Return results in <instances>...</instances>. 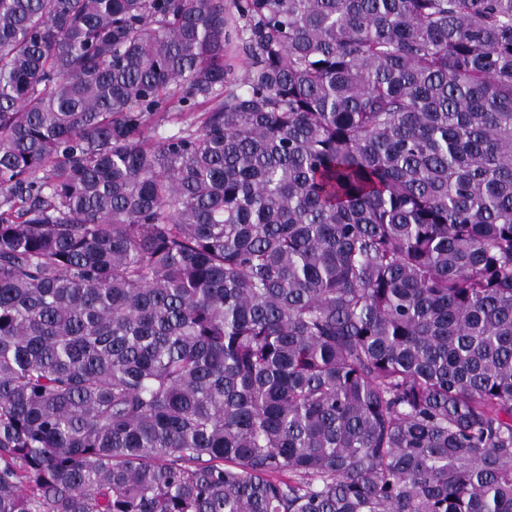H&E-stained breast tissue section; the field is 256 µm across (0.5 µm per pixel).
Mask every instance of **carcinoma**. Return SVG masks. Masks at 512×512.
I'll use <instances>...</instances> for the list:
<instances>
[{"label": "carcinoma", "mask_w": 512, "mask_h": 512, "mask_svg": "<svg viewBox=\"0 0 512 512\" xmlns=\"http://www.w3.org/2000/svg\"><path fill=\"white\" fill-rule=\"evenodd\" d=\"M0 512H512V0H0Z\"/></svg>", "instance_id": "carcinoma-1"}]
</instances>
